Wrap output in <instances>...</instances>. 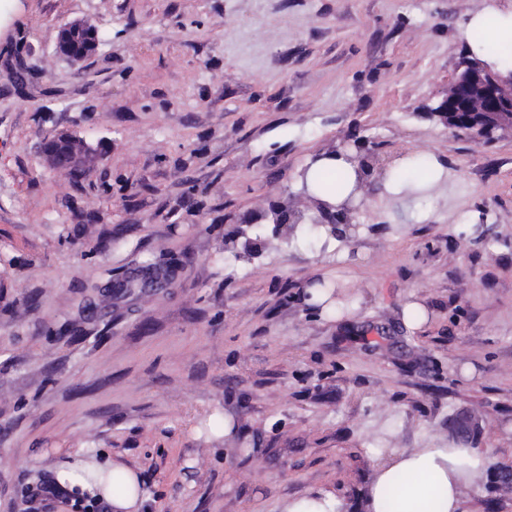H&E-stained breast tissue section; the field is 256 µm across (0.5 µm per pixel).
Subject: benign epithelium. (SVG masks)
Masks as SVG:
<instances>
[{"mask_svg":"<svg viewBox=\"0 0 512 512\" xmlns=\"http://www.w3.org/2000/svg\"><path fill=\"white\" fill-rule=\"evenodd\" d=\"M100 45V32L91 19H81L61 26L55 37L57 56L72 64L93 58ZM426 118L445 128L462 129L482 141L512 135V72L503 75L474 58L461 61L455 76L437 97L424 106ZM45 162L53 168H64L76 178L86 177L103 161L104 154L85 138L68 130L45 139L39 147ZM364 171L379 164L377 147L366 145L354 156ZM354 208L323 207L322 223L348 224ZM296 211L274 200L241 218L242 224H290L297 221Z\"/></svg>","mask_w":512,"mask_h":512,"instance_id":"7a95c632","label":"benign epithelium"}]
</instances>
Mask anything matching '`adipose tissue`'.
<instances>
[{
    "mask_svg": "<svg viewBox=\"0 0 512 512\" xmlns=\"http://www.w3.org/2000/svg\"><path fill=\"white\" fill-rule=\"evenodd\" d=\"M458 37L469 55L501 71L512 70V11L489 5L461 22ZM319 186L318 197L341 205L362 174L356 162L342 154L315 159L310 170ZM482 462L464 445L449 448H417L379 456L369 490L371 512H385L383 494L398 473L416 475V482L400 496L396 512H462L463 488L480 476ZM56 483L86 494L108 512H137L143 500L140 477L129 466L105 457L76 458L56 471ZM439 494L429 499V486Z\"/></svg>",
    "mask_w": 512,
    "mask_h": 512,
    "instance_id": "1",
    "label": "adipose tissue"
}]
</instances>
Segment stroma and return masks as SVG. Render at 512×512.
Instances as JSON below:
<instances>
[{
    "instance_id": "stroma-1",
    "label": "stroma",
    "mask_w": 512,
    "mask_h": 512,
    "mask_svg": "<svg viewBox=\"0 0 512 512\" xmlns=\"http://www.w3.org/2000/svg\"><path fill=\"white\" fill-rule=\"evenodd\" d=\"M492 1L512 5L0 0V512H32L80 451L136 469L141 512L326 493L368 512L378 452L447 447L470 415L486 465L463 510L512 512L495 488L512 466V137L422 116L466 53L459 24ZM86 18L98 54L57 58L55 29ZM63 130L106 150L84 180L38 152ZM359 137L438 158L427 219L376 173L343 242L225 263L238 215L292 202L310 158ZM147 259L169 283L125 287ZM323 272L353 300L342 320L303 301Z\"/></svg>"
}]
</instances>
